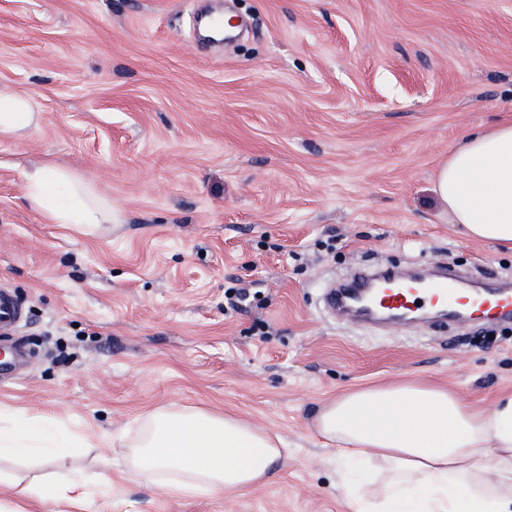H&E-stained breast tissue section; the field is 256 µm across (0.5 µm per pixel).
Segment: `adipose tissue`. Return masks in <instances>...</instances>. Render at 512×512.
<instances>
[{"instance_id":"ef3b65f1","label":"adipose tissue","mask_w":512,"mask_h":512,"mask_svg":"<svg viewBox=\"0 0 512 512\" xmlns=\"http://www.w3.org/2000/svg\"><path fill=\"white\" fill-rule=\"evenodd\" d=\"M23 96L0 94V134L35 126ZM26 197L51 224H103L110 215L85 183L45 164L25 174ZM434 191L453 223L493 246L512 248V123L466 133L439 167ZM316 426L362 466H383L374 498L344 483L350 512H512V392L491 412L450 389L402 381L348 391L324 404ZM44 429L30 420L0 429V455L38 450ZM282 451L245 421L202 410L157 412L129 457L133 478L167 496H235L265 484ZM87 478L30 484L31 497L81 503Z\"/></svg>"}]
</instances>
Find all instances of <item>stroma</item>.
<instances>
[{
	"mask_svg": "<svg viewBox=\"0 0 512 512\" xmlns=\"http://www.w3.org/2000/svg\"><path fill=\"white\" fill-rule=\"evenodd\" d=\"M202 4L0 0V91L39 114L0 137V286L25 352L0 419L75 443L59 466L1 457L0 512H55L22 488L77 472L86 512H348L326 401L413 378L488 410L512 390V324L370 332L319 305L362 266L512 277V251L433 192L464 133L512 121V0H230L249 29L208 53ZM44 163L111 223H46L24 177ZM230 286L261 299L230 309ZM169 408L234 415L288 454L241 495L169 497L123 460Z\"/></svg>",
	"mask_w": 512,
	"mask_h": 512,
	"instance_id": "obj_1",
	"label": "stroma"
}]
</instances>
